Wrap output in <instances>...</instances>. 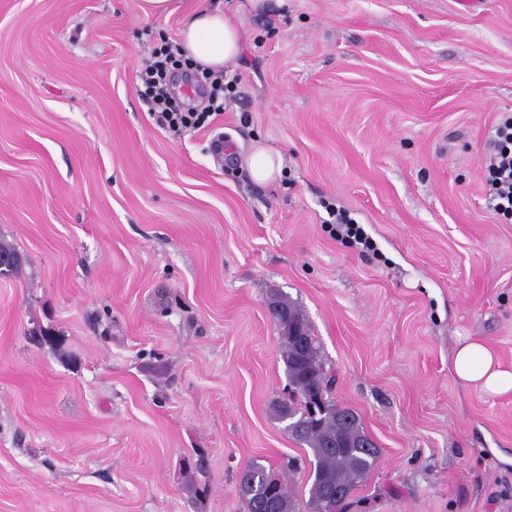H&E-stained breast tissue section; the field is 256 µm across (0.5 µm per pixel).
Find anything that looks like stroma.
Returning <instances> with one entry per match:
<instances>
[{
    "mask_svg": "<svg viewBox=\"0 0 512 512\" xmlns=\"http://www.w3.org/2000/svg\"><path fill=\"white\" fill-rule=\"evenodd\" d=\"M291 4L242 17L238 100L176 136L138 71L198 0H0V239L22 260L0 279V512H245L243 467L311 456L273 410L275 292L380 449L352 512H512V392L452 368L465 337L512 365V224L482 170L512 116V0ZM258 142L276 184L243 165ZM245 164L251 180L258 184L276 183L283 175L281 153L260 144L245 156Z\"/></svg>",
    "mask_w": 512,
    "mask_h": 512,
    "instance_id": "stroma-1",
    "label": "stroma"
}]
</instances>
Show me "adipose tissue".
<instances>
[{
	"label": "adipose tissue",
	"mask_w": 512,
	"mask_h": 512,
	"mask_svg": "<svg viewBox=\"0 0 512 512\" xmlns=\"http://www.w3.org/2000/svg\"><path fill=\"white\" fill-rule=\"evenodd\" d=\"M289 0H237L232 7L203 0L180 33V49L202 69L228 68L240 60L244 36L239 16H284ZM456 376L490 396L512 392V368L504 366L480 340L468 339L453 360Z\"/></svg>",
	"instance_id": "ef3b65f1"
}]
</instances>
